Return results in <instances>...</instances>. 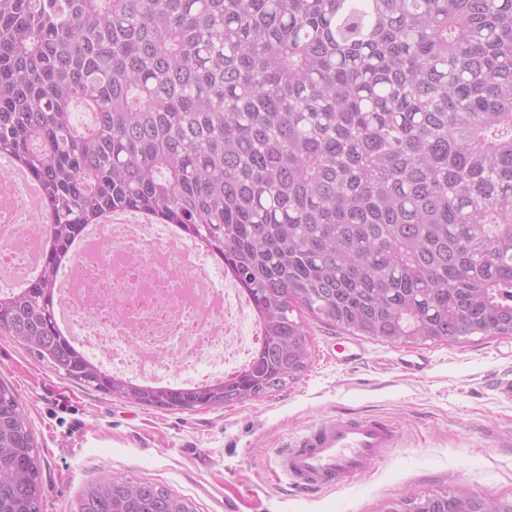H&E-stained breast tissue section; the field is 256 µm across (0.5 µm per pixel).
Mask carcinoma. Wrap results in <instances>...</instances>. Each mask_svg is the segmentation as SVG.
Listing matches in <instances>:
<instances>
[{"instance_id": "cac0c4a2", "label": "carcinoma", "mask_w": 512, "mask_h": 512, "mask_svg": "<svg viewBox=\"0 0 512 512\" xmlns=\"http://www.w3.org/2000/svg\"><path fill=\"white\" fill-rule=\"evenodd\" d=\"M91 115L77 125L74 108ZM42 191L37 274L0 334L139 406L223 407L295 381L306 313L417 344L512 336V0H0V156ZM138 211L251 295L262 350L197 388L114 378L58 329L83 229ZM30 421L0 380V512H41ZM70 512H195L152 483ZM385 512H512L463 488Z\"/></svg>"}]
</instances>
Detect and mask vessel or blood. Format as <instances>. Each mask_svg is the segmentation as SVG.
<instances>
[{"label": "vessel or blood", "mask_w": 512, "mask_h": 512, "mask_svg": "<svg viewBox=\"0 0 512 512\" xmlns=\"http://www.w3.org/2000/svg\"><path fill=\"white\" fill-rule=\"evenodd\" d=\"M395 445L396 432L385 421L333 416L290 443L273 475L304 492L343 488L370 474Z\"/></svg>", "instance_id": "1"}]
</instances>
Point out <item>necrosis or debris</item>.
<instances>
[{"label": "necrosis or debris", "instance_id": "necrosis-or-debris-1", "mask_svg": "<svg viewBox=\"0 0 512 512\" xmlns=\"http://www.w3.org/2000/svg\"><path fill=\"white\" fill-rule=\"evenodd\" d=\"M27 191L0 172V292L19 288L43 240ZM61 324L108 372L182 387L234 376L263 336L247 293L165 224L99 226L56 290Z\"/></svg>", "mask_w": 512, "mask_h": 512}]
</instances>
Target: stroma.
<instances>
[{"label":"stroma","instance_id":"1","mask_svg":"<svg viewBox=\"0 0 512 512\" xmlns=\"http://www.w3.org/2000/svg\"><path fill=\"white\" fill-rule=\"evenodd\" d=\"M310 359L300 378L219 408L164 411L81 386L0 335V378L24 407L43 462L41 512H69L91 482L121 476L166 487L196 512H384L409 493L466 487L512 499V336L400 345L346 337L305 318ZM429 362L403 371L405 358ZM378 415L398 429L373 471L351 486L305 494L271 478L290 439L330 416Z\"/></svg>","mask_w":512,"mask_h":512}]
</instances>
